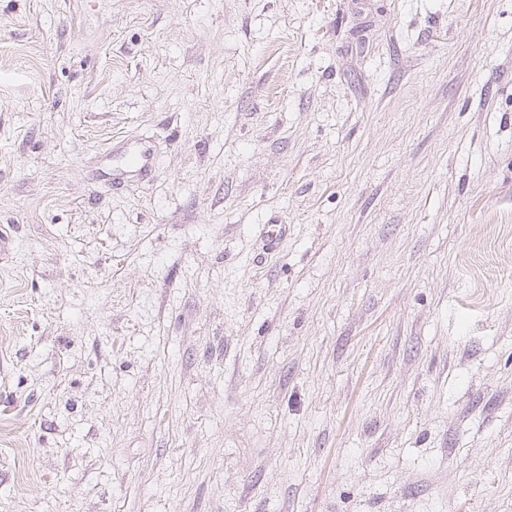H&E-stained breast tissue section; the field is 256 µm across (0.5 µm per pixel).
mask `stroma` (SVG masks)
I'll use <instances>...</instances> for the list:
<instances>
[{
	"instance_id": "35a3bbf8",
	"label": "stroma",
	"mask_w": 512,
	"mask_h": 512,
	"mask_svg": "<svg viewBox=\"0 0 512 512\" xmlns=\"http://www.w3.org/2000/svg\"><path fill=\"white\" fill-rule=\"evenodd\" d=\"M0 231V512H512V0H0ZM112 154L120 159V175L129 182L153 177L158 160V150L151 138L141 137L112 143Z\"/></svg>"
}]
</instances>
